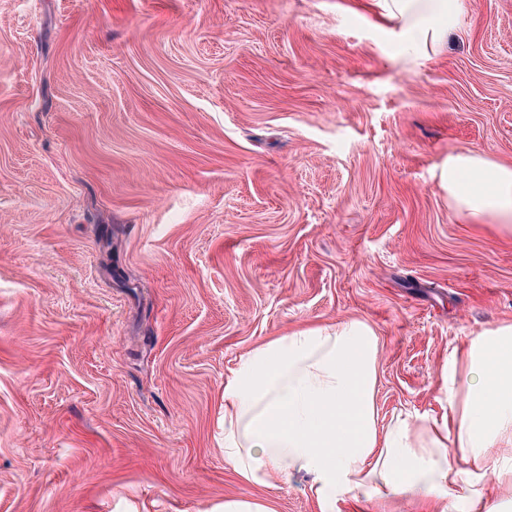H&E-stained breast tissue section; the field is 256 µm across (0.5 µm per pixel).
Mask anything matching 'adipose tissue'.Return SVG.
I'll return each instance as SVG.
<instances>
[{
    "mask_svg": "<svg viewBox=\"0 0 512 512\" xmlns=\"http://www.w3.org/2000/svg\"><path fill=\"white\" fill-rule=\"evenodd\" d=\"M421 51L447 43L462 0H377ZM448 201L475 223H512V165L465 150L448 157ZM380 340L365 321L306 325L254 345L224 387V461L240 480L306 476L321 512L335 500L418 512H508L492 480L512 477V324L472 337L443 380L450 422L378 426ZM465 470L455 469L450 452Z\"/></svg>",
    "mask_w": 512,
    "mask_h": 512,
    "instance_id": "adipose-tissue-1",
    "label": "adipose tissue"
}]
</instances>
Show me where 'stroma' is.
Masks as SVG:
<instances>
[{
    "mask_svg": "<svg viewBox=\"0 0 512 512\" xmlns=\"http://www.w3.org/2000/svg\"><path fill=\"white\" fill-rule=\"evenodd\" d=\"M512 163V0L419 60L371 0H0V512H319L224 461L259 341L366 320L381 424L512 323V231L448 204Z\"/></svg>",
    "mask_w": 512,
    "mask_h": 512,
    "instance_id": "stroma-1",
    "label": "stroma"
}]
</instances>
